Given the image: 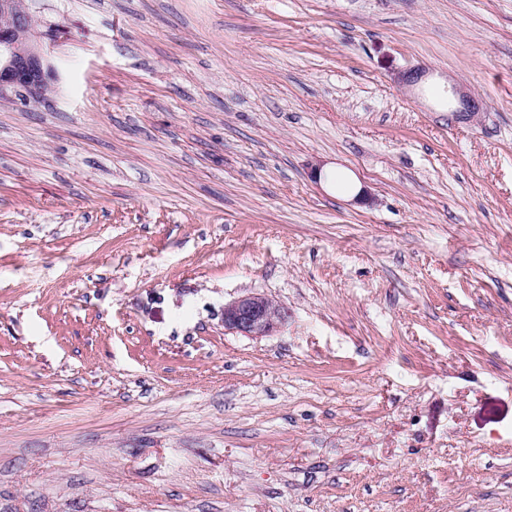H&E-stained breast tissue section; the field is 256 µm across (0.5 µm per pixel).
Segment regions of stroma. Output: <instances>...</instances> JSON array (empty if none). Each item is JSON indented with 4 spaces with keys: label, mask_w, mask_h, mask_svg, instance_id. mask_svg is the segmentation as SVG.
Masks as SVG:
<instances>
[{
    "label": "stroma",
    "mask_w": 512,
    "mask_h": 512,
    "mask_svg": "<svg viewBox=\"0 0 512 512\" xmlns=\"http://www.w3.org/2000/svg\"><path fill=\"white\" fill-rule=\"evenodd\" d=\"M32 3L0 512H512V0ZM288 318L287 310L267 295L250 292L224 305V327L250 338L270 336Z\"/></svg>",
    "instance_id": "stroma-1"
}]
</instances>
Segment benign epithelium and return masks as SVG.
I'll use <instances>...</instances> for the list:
<instances>
[{
  "label": "benign epithelium",
  "instance_id": "1",
  "mask_svg": "<svg viewBox=\"0 0 512 512\" xmlns=\"http://www.w3.org/2000/svg\"><path fill=\"white\" fill-rule=\"evenodd\" d=\"M55 78L33 25V15L15 0H0V97L29 103L43 98L45 85ZM455 111L479 112L480 101L456 87ZM288 318V311L267 295L250 292L224 304V328L241 336L271 335Z\"/></svg>",
  "mask_w": 512,
  "mask_h": 512
}]
</instances>
